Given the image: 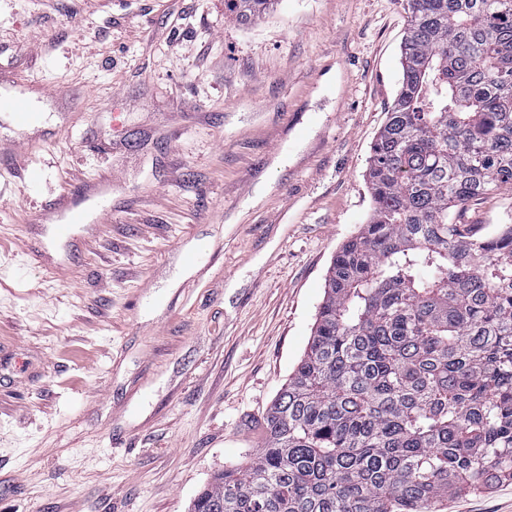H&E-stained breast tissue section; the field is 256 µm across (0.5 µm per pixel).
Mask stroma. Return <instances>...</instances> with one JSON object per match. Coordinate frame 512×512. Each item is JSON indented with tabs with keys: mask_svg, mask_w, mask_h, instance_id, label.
<instances>
[{
	"mask_svg": "<svg viewBox=\"0 0 512 512\" xmlns=\"http://www.w3.org/2000/svg\"><path fill=\"white\" fill-rule=\"evenodd\" d=\"M404 0H0V512H188L261 448L372 208ZM88 180L96 234H32ZM200 251V265L185 262ZM438 512H512V484ZM228 11L243 23L259 19L274 5V0H226Z\"/></svg>",
	"mask_w": 512,
	"mask_h": 512,
	"instance_id": "1",
	"label": "stroma"
}]
</instances>
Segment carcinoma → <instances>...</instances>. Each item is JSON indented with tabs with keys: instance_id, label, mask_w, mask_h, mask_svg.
<instances>
[{
	"instance_id": "1",
	"label": "carcinoma",
	"mask_w": 512,
	"mask_h": 512,
	"mask_svg": "<svg viewBox=\"0 0 512 512\" xmlns=\"http://www.w3.org/2000/svg\"><path fill=\"white\" fill-rule=\"evenodd\" d=\"M274 0H227L243 22ZM402 81L371 149L372 210L337 251L262 448L190 512H436L512 483V0H405ZM471 224H512V188L504 187L497 194L484 198L470 207Z\"/></svg>"
}]
</instances>
